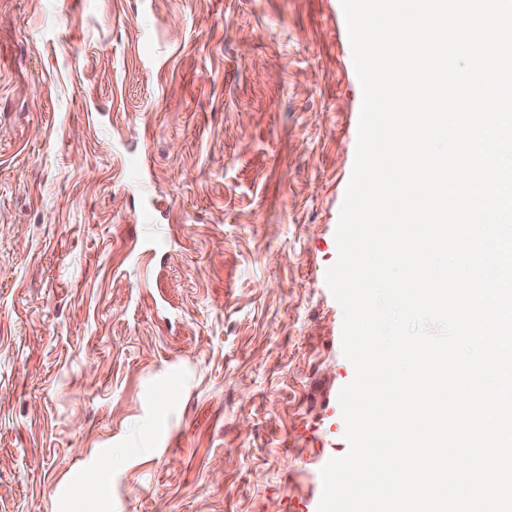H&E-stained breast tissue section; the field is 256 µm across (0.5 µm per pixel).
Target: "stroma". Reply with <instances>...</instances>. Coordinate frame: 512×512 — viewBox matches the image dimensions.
Here are the masks:
<instances>
[{"label":"stroma","instance_id":"stroma-1","mask_svg":"<svg viewBox=\"0 0 512 512\" xmlns=\"http://www.w3.org/2000/svg\"><path fill=\"white\" fill-rule=\"evenodd\" d=\"M340 0H0V512H318ZM112 465L102 461L96 472L89 479L83 478L80 483L83 512H101L100 506L110 494V477Z\"/></svg>","mask_w":512,"mask_h":512}]
</instances>
